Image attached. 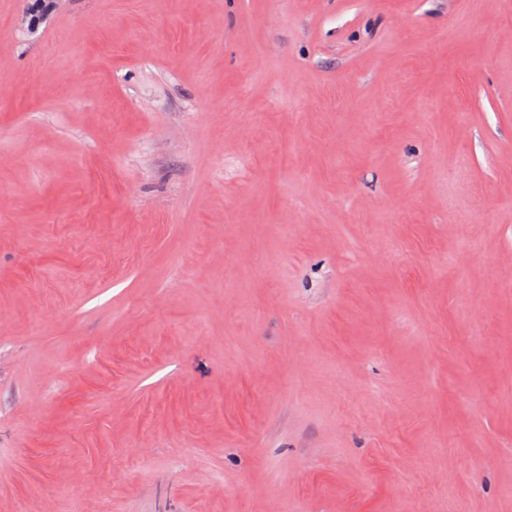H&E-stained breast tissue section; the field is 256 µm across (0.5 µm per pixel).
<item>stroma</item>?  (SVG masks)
<instances>
[{"instance_id":"stroma-1","label":"stroma","mask_w":512,"mask_h":512,"mask_svg":"<svg viewBox=\"0 0 512 512\" xmlns=\"http://www.w3.org/2000/svg\"><path fill=\"white\" fill-rule=\"evenodd\" d=\"M29 5L0 512H512V0Z\"/></svg>"}]
</instances>
